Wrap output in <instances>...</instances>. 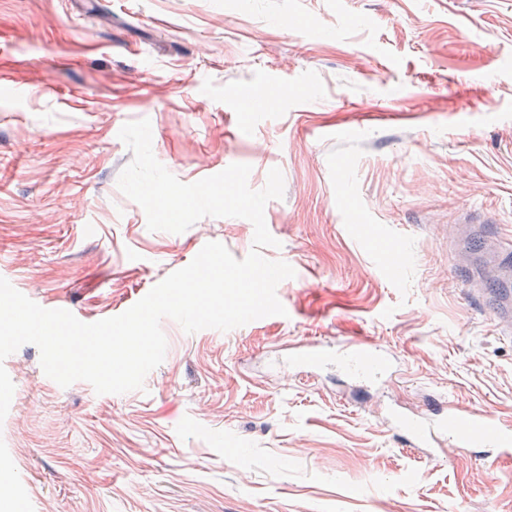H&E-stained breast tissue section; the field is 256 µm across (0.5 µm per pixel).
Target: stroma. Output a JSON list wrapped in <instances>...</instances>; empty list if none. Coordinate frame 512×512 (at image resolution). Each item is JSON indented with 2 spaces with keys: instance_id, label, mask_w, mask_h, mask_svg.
<instances>
[{
  "instance_id": "1",
  "label": "stroma",
  "mask_w": 512,
  "mask_h": 512,
  "mask_svg": "<svg viewBox=\"0 0 512 512\" xmlns=\"http://www.w3.org/2000/svg\"><path fill=\"white\" fill-rule=\"evenodd\" d=\"M267 110L245 125L238 95ZM149 119L186 183L280 168L269 260L285 315L219 334L166 318L140 390L60 387L26 344L4 363L0 496L11 512H512V461L431 458L387 406L450 400L512 423V340L473 292L481 242L512 239V0H0V277L47 309L119 315L243 218L152 232L118 187ZM407 255L391 281L390 255ZM368 336L398 358L378 391L271 362Z\"/></svg>"
}]
</instances>
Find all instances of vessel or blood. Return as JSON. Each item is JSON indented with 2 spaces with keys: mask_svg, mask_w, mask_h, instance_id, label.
<instances>
[{
  "mask_svg": "<svg viewBox=\"0 0 512 512\" xmlns=\"http://www.w3.org/2000/svg\"><path fill=\"white\" fill-rule=\"evenodd\" d=\"M496 267V285L482 295L503 337L512 336V252H488ZM393 355L372 338L345 343L337 365L357 381L378 378L389 370ZM388 424L412 448H490L500 458H512V425L494 415L468 409L456 402L422 414L392 413Z\"/></svg>",
  "mask_w": 512,
  "mask_h": 512,
  "instance_id": "b4317fda",
  "label": "vessel or blood"
}]
</instances>
